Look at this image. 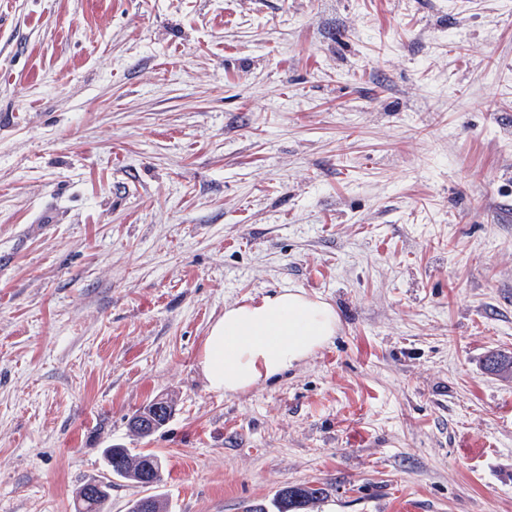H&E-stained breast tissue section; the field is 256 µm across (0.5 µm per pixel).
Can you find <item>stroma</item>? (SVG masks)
<instances>
[{
  "label": "stroma",
  "instance_id": "1",
  "mask_svg": "<svg viewBox=\"0 0 512 512\" xmlns=\"http://www.w3.org/2000/svg\"><path fill=\"white\" fill-rule=\"evenodd\" d=\"M288 289L333 340L211 390L225 306ZM493 350L512 0H0V512H76L115 445L168 512H512ZM163 403L166 404V407L163 408V406H161L162 413L157 415L155 411L156 405ZM171 413V402L164 399L153 400L132 416L130 419V426L140 437H147L160 427L164 426L171 417ZM146 420L148 423L146 426H143L142 421ZM106 472L110 476L119 477L150 490L161 480V469H157L153 479L145 483L143 480L146 467L152 462L157 464V457L150 453L135 452L130 448H106L103 452ZM324 494V489L314 485H287L279 490L273 501L277 512H299Z\"/></svg>",
  "mask_w": 512,
  "mask_h": 512
}]
</instances>
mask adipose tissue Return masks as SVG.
Here are the masks:
<instances>
[{
    "label": "adipose tissue",
    "instance_id": "ef3b65f1",
    "mask_svg": "<svg viewBox=\"0 0 512 512\" xmlns=\"http://www.w3.org/2000/svg\"><path fill=\"white\" fill-rule=\"evenodd\" d=\"M339 330L335 307L301 291H278L226 306L210 328L200 366L227 395L277 379L328 344Z\"/></svg>",
    "mask_w": 512,
    "mask_h": 512
}]
</instances>
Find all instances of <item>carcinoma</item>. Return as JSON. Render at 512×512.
<instances>
[{"mask_svg":"<svg viewBox=\"0 0 512 512\" xmlns=\"http://www.w3.org/2000/svg\"><path fill=\"white\" fill-rule=\"evenodd\" d=\"M485 369L504 377H512V355L493 353L486 359ZM172 413L171 402L157 399L149 402L138 410L130 419L131 428L141 437H147L164 426ZM107 477L101 480L104 492L96 497L88 494L90 483H85L76 491L78 512H106L109 490L112 488L109 477L115 476L133 482L148 490L157 486L161 480V472H156L153 479L146 483L143 480L146 467L155 458L150 453L136 452L130 448H107L103 452ZM324 489L314 485H287L279 490L273 501L276 512H301L310 503L319 499Z\"/></svg>","mask_w":512,"mask_h":512,"instance_id":"cac0c4a2","label":"carcinoma"}]
</instances>
